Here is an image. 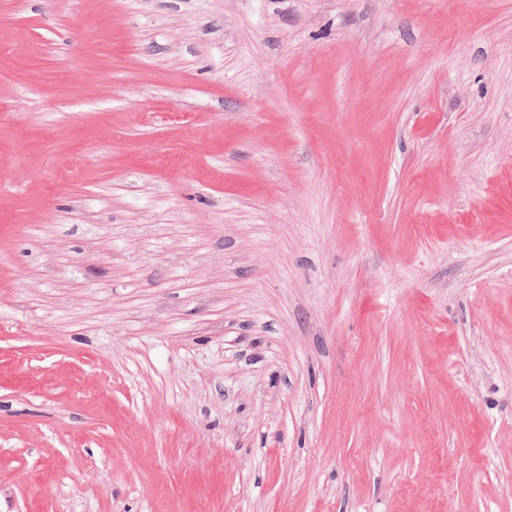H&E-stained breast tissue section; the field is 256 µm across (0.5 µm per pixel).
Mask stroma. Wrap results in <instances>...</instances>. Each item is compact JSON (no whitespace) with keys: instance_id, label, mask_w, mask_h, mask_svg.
<instances>
[{"instance_id":"1","label":"stroma","mask_w":512,"mask_h":512,"mask_svg":"<svg viewBox=\"0 0 512 512\" xmlns=\"http://www.w3.org/2000/svg\"><path fill=\"white\" fill-rule=\"evenodd\" d=\"M0 512H512V0H0Z\"/></svg>"}]
</instances>
